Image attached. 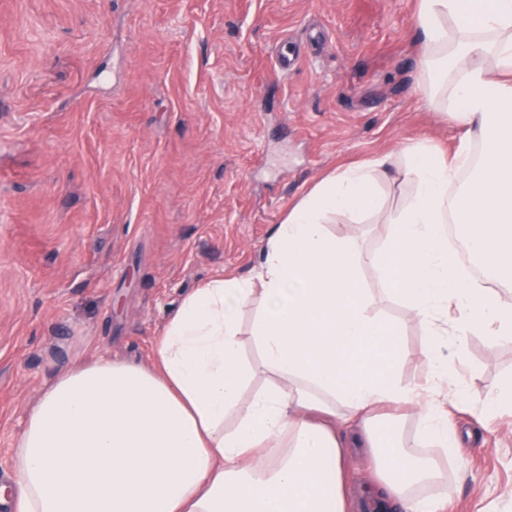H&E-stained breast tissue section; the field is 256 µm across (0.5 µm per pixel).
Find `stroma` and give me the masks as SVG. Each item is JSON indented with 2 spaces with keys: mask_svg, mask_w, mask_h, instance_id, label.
I'll return each mask as SVG.
<instances>
[{
  "mask_svg": "<svg viewBox=\"0 0 512 512\" xmlns=\"http://www.w3.org/2000/svg\"><path fill=\"white\" fill-rule=\"evenodd\" d=\"M419 0H0V484L29 408L64 368L145 365L183 296L251 274L274 226L329 173L461 134L419 84ZM304 55L274 67L283 37ZM410 185L330 234L379 251ZM426 385L422 329L362 264ZM474 391L512 343L449 349ZM447 512H512V415L448 409Z\"/></svg>",
  "mask_w": 512,
  "mask_h": 512,
  "instance_id": "obj_1",
  "label": "stroma"
}]
</instances>
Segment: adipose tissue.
Instances as JSON below:
<instances>
[{
	"label": "adipose tissue",
	"instance_id": "adipose-tissue-1",
	"mask_svg": "<svg viewBox=\"0 0 512 512\" xmlns=\"http://www.w3.org/2000/svg\"><path fill=\"white\" fill-rule=\"evenodd\" d=\"M418 30L420 86L463 134L446 158L425 142L404 150L397 174L413 192L390 215L383 251L362 255L326 225L378 208L388 156L301 197L250 278L219 274L190 290L149 366L102 357L61 371L15 442L17 512H351L352 448L367 449L380 498L444 512V498L418 489L446 471L378 409L415 407L423 440L455 446L448 404L471 391L447 347L476 334L512 342V304L499 297L512 288V0H420ZM451 224L481 277L463 272ZM364 261L420 323L429 387L397 376L398 329L369 315ZM249 307L273 378L261 387L241 356Z\"/></svg>",
	"mask_w": 512,
	"mask_h": 512
}]
</instances>
